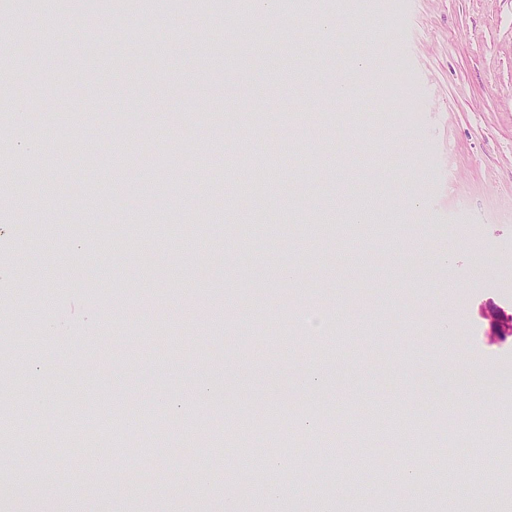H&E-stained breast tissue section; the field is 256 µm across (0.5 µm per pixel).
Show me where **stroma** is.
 I'll list each match as a JSON object with an SVG mask.
<instances>
[{"label":"stroma","mask_w":512,"mask_h":512,"mask_svg":"<svg viewBox=\"0 0 512 512\" xmlns=\"http://www.w3.org/2000/svg\"><path fill=\"white\" fill-rule=\"evenodd\" d=\"M25 7L23 26L0 14V51L29 42L48 63L0 100V156L27 154L41 190L0 210V342L38 343L11 364L0 413L28 399L20 424L42 434L58 410L81 413L72 441L116 411L124 448L108 481L54 496L0 449L17 477L0 512H483L459 456L427 451L472 414L489 428L512 415V336L488 320L512 318V0H341L328 32L228 0ZM355 40L371 68L354 65ZM93 121L104 148L73 143ZM247 175L262 191L244 207L231 188ZM363 201L373 223L350 234L342 217ZM156 202L177 243L159 230L126 248ZM451 235L463 245L444 266L431 241ZM466 359L489 384L463 399ZM358 401L421 423L426 453L395 438L324 453ZM282 402L296 448L254 432L255 470L212 464L214 436ZM380 452L431 476L408 492L374 472Z\"/></svg>","instance_id":"1"}]
</instances>
